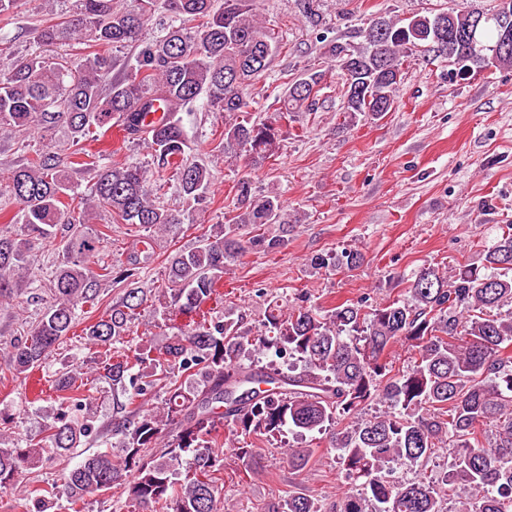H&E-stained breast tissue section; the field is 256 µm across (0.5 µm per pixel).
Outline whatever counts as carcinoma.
Listing matches in <instances>:
<instances>
[{"instance_id":"carcinoma-1","label":"carcinoma","mask_w":512,"mask_h":512,"mask_svg":"<svg viewBox=\"0 0 512 512\" xmlns=\"http://www.w3.org/2000/svg\"><path fill=\"white\" fill-rule=\"evenodd\" d=\"M179 25L151 42H141L158 0H74L71 18L34 28V49L0 68V128L23 138L37 134L35 156L0 177L5 192L20 204L24 232L46 243L60 240L66 262L50 280V300L24 338L13 344L17 374L39 366L74 327L79 307L94 302L112 269L89 266L107 234L71 229L57 237L60 224H91L102 216L144 230H166L178 223L160 201L164 173L171 172L174 193L199 200L211 187L208 165L186 156L184 116L199 101L224 114V157L245 156L258 166L277 153L283 119L311 112L324 88L325 72L315 70L288 87L281 106L266 119L246 118L250 87L264 74L281 45L279 36L257 14L256 0H163ZM483 12L476 40L448 51L454 31L471 25V12L416 14L402 21L378 17L358 31L355 46L331 40L323 55L338 63L345 77L343 110L378 119L394 108L401 81V58L419 47L454 60L470 71L512 67V43H502L501 20L512 21V0H495ZM91 43L101 48L77 56L51 55L59 45ZM143 43L134 61L115 71L108 48ZM156 112L155 122L147 118ZM118 123L123 138L147 142L155 176L135 163H100L83 146L99 140ZM70 133L72 154L84 156L80 168L94 172V190L78 196L72 172L63 165L48 133L59 123ZM287 207L275 193L257 196L251 183L235 185L233 215L212 224L199 245L168 261L167 284L148 288L141 265L150 249L128 260L119 281L123 294L107 316L87 325L94 345L122 343L139 309L156 294L167 298L162 320L186 318L179 332L158 349L152 371L131 372L129 355L104 365L112 387L126 393L116 401L112 434L123 439L122 455L88 456L64 473L62 486L40 490L36 512H46L61 493L73 503L93 493L118 491L144 508L164 512H218V425L228 434L251 440L275 439L284 429L312 437L333 431L330 447L347 482L359 493H345L336 507L288 493L279 512H512V228L484 255L480 273L465 269L448 275L425 267L408 281L406 298L366 307L344 302L330 310L266 300L264 332L244 326L243 315L224 312L207 320L203 307L212 300L224 273L245 252H267L287 242ZM277 224L281 234L260 232ZM257 233L245 238L237 229ZM32 241L0 230V303L12 300L28 269ZM362 261L356 250L329 252L321 267L353 270ZM397 343L409 347L410 367L394 370L387 360ZM258 347L288 361V371L267 367L252 371L241 363L246 350ZM196 380L189 391L172 382L165 405L148 410L138 398L171 371ZM72 371L56 379L60 404L90 405L80 394ZM132 392H127V388ZM387 410L366 416L375 399ZM346 425L338 427L339 421ZM95 430L90 416L57 414L46 434L0 448V489L38 461L63 456ZM441 448L452 456L449 470L433 481L406 483L390 477L396 464L420 472ZM194 456L192 473L179 478L182 457ZM449 500L453 507H442Z\"/></svg>"}]
</instances>
